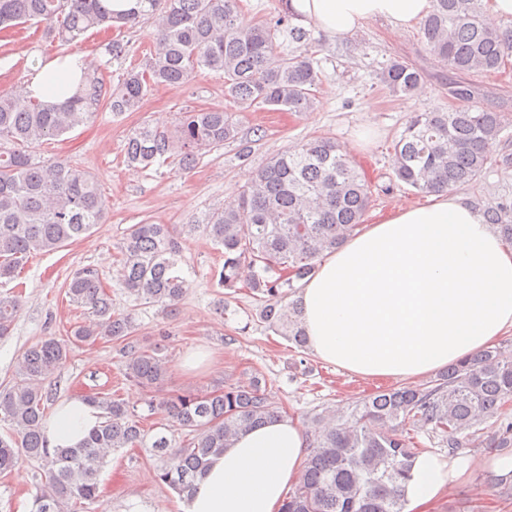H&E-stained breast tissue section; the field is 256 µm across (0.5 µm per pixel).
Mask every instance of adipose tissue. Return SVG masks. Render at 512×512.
Listing matches in <instances>:
<instances>
[{"mask_svg": "<svg viewBox=\"0 0 512 512\" xmlns=\"http://www.w3.org/2000/svg\"><path fill=\"white\" fill-rule=\"evenodd\" d=\"M289 10L329 36L369 20L406 31L432 0H288ZM83 55L37 59L16 92L59 102L79 84ZM298 300L314 353L364 377L413 379L493 346L512 328V249L480 208L435 195L351 236L320 261ZM102 422L81 398L60 401L44 428L48 447L79 444ZM298 421L284 415L240 435L214 458L178 512H280L306 459ZM487 470L512 479V455L417 457L404 485L406 512H432L454 483Z\"/></svg>", "mask_w": 512, "mask_h": 512, "instance_id": "ef3b65f1", "label": "adipose tissue"}]
</instances>
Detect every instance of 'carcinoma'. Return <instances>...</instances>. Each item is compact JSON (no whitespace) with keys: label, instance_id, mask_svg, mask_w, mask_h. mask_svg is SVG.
Wrapping results in <instances>:
<instances>
[{"label":"carcinoma","instance_id":"obj_1","mask_svg":"<svg viewBox=\"0 0 512 512\" xmlns=\"http://www.w3.org/2000/svg\"><path fill=\"white\" fill-rule=\"evenodd\" d=\"M481 0H433L418 36L431 67L448 69L452 104L446 110L414 112L392 144L396 179L419 193L438 194L474 182L488 162L487 151L504 130L501 113L481 105L491 92L471 80L498 72L512 56V27L485 23ZM147 7L115 17L108 0H0V32L46 24V35L70 45L86 33L155 24L143 61L125 71L117 86L87 66L74 95L62 102L22 100L0 92V279L15 278L24 260L57 251L89 236L105 217L93 177L77 165L43 161L36 148L92 121L101 109L119 116L135 111L157 86L188 82L202 70L224 73V94L240 109L255 104L273 111L307 112L316 106L320 72L309 53L310 34L284 12L245 25L239 0H144ZM297 44L286 57L274 53L283 26ZM427 74L404 59L391 60L380 82L409 97ZM239 124L222 108L189 110L171 128L149 123L134 129L124 146L126 162L148 170L171 155L186 168L228 141ZM371 196L349 153L336 141L316 137L279 153L249 178L239 198L211 213L202 228L224 248L220 281L236 286L246 263L254 268L249 288L261 295L260 320L297 348L306 336L297 304L287 301L295 284L313 274L317 261L359 228ZM487 223L512 244V202L486 209ZM124 288L147 304L170 306L186 293L177 272L175 229L169 224L133 225L121 246ZM67 295L89 308L91 320L70 337L46 338L21 355L20 379L0 391V472L21 456L39 461L48 479L31 512H68L70 502L99 497V475L116 448L161 453L164 436L147 443V432L118 398L84 397L98 409L102 425L82 443L50 450L44 444L45 382L64 364L71 345L99 339L123 342L125 375L158 390L167 372L161 348L132 339V317L112 311V299L91 269L76 273ZM17 296L0 293V337L10 334L20 311ZM512 348L493 346L442 369L424 384L380 390L359 402L349 418L339 409L316 419L310 451L296 488L282 512H404L402 488L411 476L417 448L408 427L429 430L441 446L490 451L512 448ZM184 431L186 444L170 467L157 473L179 495L192 493L212 459L237 436L282 415L262 379L230 384L210 393L191 390L147 400Z\"/></svg>","mask_w":512,"mask_h":512}]
</instances>
